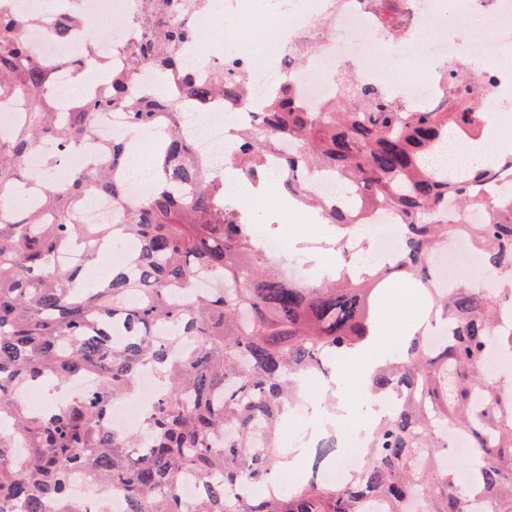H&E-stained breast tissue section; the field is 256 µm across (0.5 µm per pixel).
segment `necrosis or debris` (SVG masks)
Segmentation results:
<instances>
[{"label": "necrosis or debris", "instance_id": "1", "mask_svg": "<svg viewBox=\"0 0 512 512\" xmlns=\"http://www.w3.org/2000/svg\"><path fill=\"white\" fill-rule=\"evenodd\" d=\"M86 19L102 22L112 31L111 40L101 42L98 53L104 57L121 54L137 36L129 18L139 10V0H76ZM246 7V0H205L203 7L189 14L188 21L197 39L184 44L181 62L199 76H209L214 68L230 63L240 68L246 97L242 127H251L253 115L261 111V99L271 95L283 81H291L304 107L312 112L326 109L340 92V80L381 91L396 106L415 112L441 110L454 87L448 68L468 57L481 62L479 89L487 105L484 109L490 133H498L507 118L500 103L512 99V0H275L268 11L265 34L270 46L261 59L244 49L231 52L210 45L207 34L218 26L222 14ZM32 55L53 65V90L64 95L74 77L65 63L83 56L81 30H73L63 41L42 26L24 33ZM314 41L313 56L301 69L288 68L286 47L291 43ZM199 131L195 140L200 164L210 173L219 168L212 161L216 150L225 148L229 115L217 104L205 112H192ZM114 140L130 145L158 146L159 132L153 125L133 124L126 113L98 114L92 132L72 151L67 166H83L87 156H96L108 166L104 147ZM366 242L370 260L392 258L402 251V240L391 213L374 211L365 237H351V246ZM431 265L438 287L454 286L464 269L481 272V262L467 240L443 244L433 255ZM159 388L151 373H141L137 393L113 401L107 422L129 427L152 406ZM370 436L352 430L336 437V461L312 470L313 478L328 484H345L348 475L360 466ZM69 492L88 512H122L120 495H104L88 470L71 473Z\"/></svg>", "mask_w": 512, "mask_h": 512}]
</instances>
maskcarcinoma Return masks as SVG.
Wrapping results in <instances>:
<instances>
[{"mask_svg":"<svg viewBox=\"0 0 512 512\" xmlns=\"http://www.w3.org/2000/svg\"><path fill=\"white\" fill-rule=\"evenodd\" d=\"M144 2L134 17L139 40L109 60L101 91L69 103L67 112L56 110L46 92L51 68L31 56L23 33L40 23L64 38L79 17L38 21L0 11V103L24 106L23 121L0 134V195L24 187L25 159L45 141L59 144L45 155L48 168L63 166L65 152L90 134L100 112L125 110L133 123L166 128L152 187L136 206H126L123 184L88 158L82 171L42 183L34 201L0 215V512H13L17 500L24 512L51 505L53 512H83L68 494L69 473L79 468L121 494L125 512H363L372 498L384 502V512H412L418 499L423 512H466L467 500L512 512V387L489 373L494 356L512 357V288L499 285L502 271L512 272V188L500 198L484 196L512 160L472 168L464 182L440 177L427 161L437 137L479 128L483 113L473 104L466 112L461 102L446 112L403 111L363 85L325 111L309 112L282 84L257 113L258 127L240 132L229 164L256 181L274 147L264 135L272 129L298 146L297 160L279 166L289 196L318 208L298 179L299 162L334 173L357 198L353 209L320 211L341 256L337 271L292 282L259 247L224 180L205 175L196 145L180 131L187 113L178 111L179 99L234 98L238 71L221 67L201 79L184 70L179 53L195 32L177 20L181 0ZM94 29L105 32L101 23L84 31L86 57L66 62L71 69L93 60ZM144 66L166 84L157 96L135 101L128 88ZM105 151L112 169L128 166L126 142L114 140ZM89 193L112 198V223L77 220ZM446 203L459 213L481 206L485 222L463 224L448 216ZM379 207L400 224L402 252L353 277L344 241ZM461 237L480 254L486 284L427 289L429 321L452 334L435 349L415 337L371 374L373 393L396 389L400 399L372 430L360 470L343 486L310 480L260 499L241 496L281 470L277 424L297 381L375 334L372 298L388 278L425 286L435 251ZM107 240L126 256L111 278L90 284L81 265L59 269V254L71 246L95 259ZM201 273L215 285L195 288ZM145 368L161 390L145 418L150 445L132 457L133 437L105 419L112 400L134 391ZM77 376L99 383L47 414L18 398L31 384L62 388ZM450 427L475 448L464 487L438 461ZM17 444L26 449L23 466L15 460ZM186 470L206 484L190 504L179 492Z\"/></svg>","mask_w":512,"mask_h":512,"instance_id":"carcinoma-1","label":"carcinoma"}]
</instances>
